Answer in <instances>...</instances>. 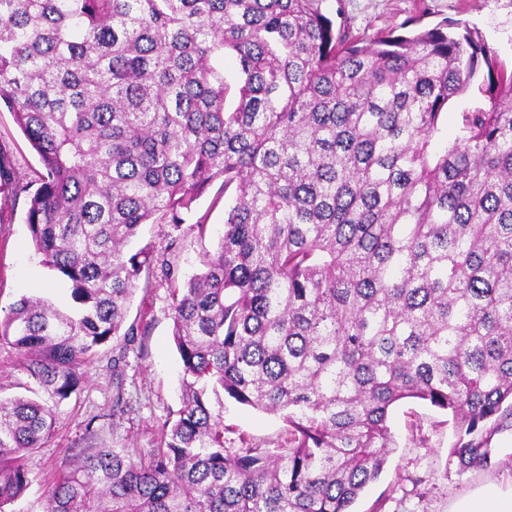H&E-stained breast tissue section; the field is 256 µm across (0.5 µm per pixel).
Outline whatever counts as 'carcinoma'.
Listing matches in <instances>:
<instances>
[{
  "label": "carcinoma",
  "instance_id": "cac0c4a2",
  "mask_svg": "<svg viewBox=\"0 0 512 512\" xmlns=\"http://www.w3.org/2000/svg\"><path fill=\"white\" fill-rule=\"evenodd\" d=\"M238 61L233 80L224 58ZM470 96L443 141L451 100ZM0 104L42 172L14 185L73 309L23 296L0 349L48 394L0 397V512L31 483L84 367L142 277L174 278L145 224L224 232L173 285L181 406L145 458L98 448L44 512H350L381 474L392 408L448 412L461 470L512 427V71L476 28L356 36L329 0H0ZM282 416L224 447L222 397ZM195 215H207V231L201 239L197 231L183 225L184 236L179 247L167 258L172 262L178 282L195 271L204 251H213L224 229V189L222 179L212 182L194 205Z\"/></svg>",
  "mask_w": 512,
  "mask_h": 512
}]
</instances>
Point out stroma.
Instances as JSON below:
<instances>
[{"label": "stroma", "mask_w": 512, "mask_h": 512, "mask_svg": "<svg viewBox=\"0 0 512 512\" xmlns=\"http://www.w3.org/2000/svg\"><path fill=\"white\" fill-rule=\"evenodd\" d=\"M345 17L354 34L368 38L394 32L402 34L404 22L420 17L422 25L444 20L478 28L512 67V0H342ZM0 152L12 165V182L34 180L41 170L6 106H0ZM28 198L15 195L10 184L0 186V307L20 296L71 304L69 285L44 267L36 255L24 222ZM206 216L207 231H186L170 260L177 276L191 274L204 251L217 245L224 229L222 180L212 182L194 205ZM171 285L154 276L148 290H136L128 319L139 326L130 343L115 342L99 350L85 368L82 388L59 407L54 432L26 463L34 480L22 497L5 512H41L48 490L44 477L50 469L68 463L89 448H135L150 455L160 446V430L180 406V360L172 341ZM124 361L120 374L112 372L113 355ZM224 445L274 447L284 441L288 426L279 416L225 400ZM389 426L395 441L380 476L361 493L352 512H448L451 504L475 488L495 483L512 487V429L496 434L498 464L487 471H463L448 458L458 440L451 415L419 399L394 406Z\"/></svg>", "instance_id": "1"}]
</instances>
